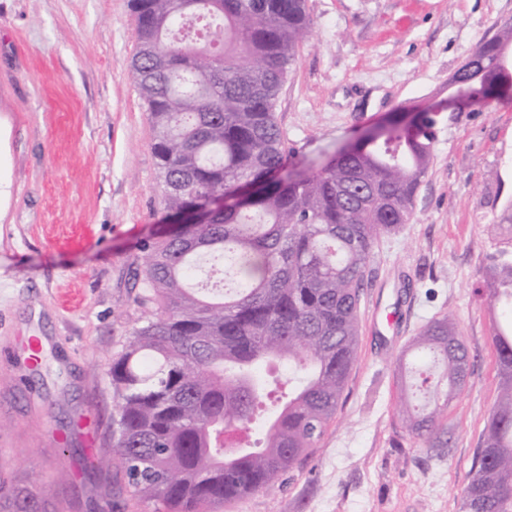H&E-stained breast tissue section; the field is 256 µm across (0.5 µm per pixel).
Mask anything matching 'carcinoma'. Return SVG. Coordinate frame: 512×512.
Listing matches in <instances>:
<instances>
[{"mask_svg": "<svg viewBox=\"0 0 512 512\" xmlns=\"http://www.w3.org/2000/svg\"><path fill=\"white\" fill-rule=\"evenodd\" d=\"M137 50L131 79L149 113L163 218L180 220L224 196L204 223L161 225L136 270L142 317L112 358V444L131 493L160 512H222L271 492L317 447L356 359L360 291L375 242L410 223L431 163L435 119L388 120L380 139L340 148L320 169L285 178L290 150L277 121L280 91L311 31L306 0H130ZM512 20L482 42L454 83L469 106L512 85ZM244 185L254 191L234 201ZM504 239L477 293L512 313V215L488 224ZM227 263L235 288L193 281ZM501 380L461 496L460 512H512V324L490 334ZM412 349L434 359L400 395L402 428L425 447L449 444L448 396L466 385L469 352L451 314L429 321ZM294 366L288 402L252 450L265 392L260 368ZM51 485L0 480V512H52Z\"/></svg>", "mask_w": 512, "mask_h": 512, "instance_id": "1", "label": "carcinoma"}]
</instances>
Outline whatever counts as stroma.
I'll use <instances>...</instances> for the list:
<instances>
[{"label":"stroma","mask_w":512,"mask_h":512,"mask_svg":"<svg viewBox=\"0 0 512 512\" xmlns=\"http://www.w3.org/2000/svg\"><path fill=\"white\" fill-rule=\"evenodd\" d=\"M310 37L277 103L292 160L315 170L395 113L447 98L512 0H307ZM129 0H0V453L5 478L37 469L59 512H152L123 474L89 469L82 424L109 441L108 370L143 314L139 243L162 217L153 129L130 77ZM409 224L380 238L361 293L341 405L317 448L223 512H459L498 393L487 304L474 290L500 249L485 233L512 205V99L445 112ZM453 314L470 354L450 402L449 447L427 450L397 415L409 345ZM58 335L65 344L55 343ZM52 341L37 368L26 337ZM60 443H51V435Z\"/></svg>","instance_id":"stroma-1"}]
</instances>
